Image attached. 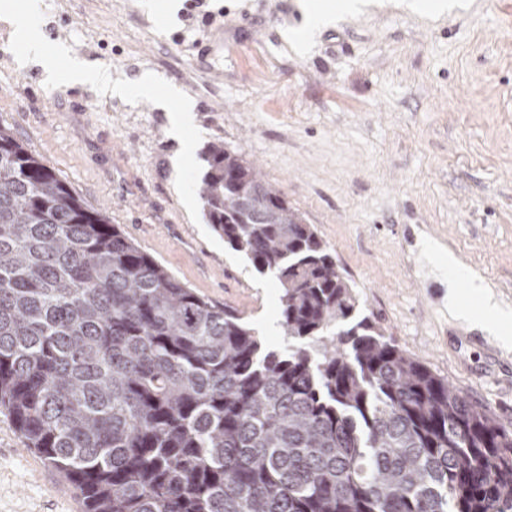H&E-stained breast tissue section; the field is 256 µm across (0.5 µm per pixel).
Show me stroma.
Here are the masks:
<instances>
[{
    "instance_id": "stroma-1",
    "label": "stroma",
    "mask_w": 512,
    "mask_h": 512,
    "mask_svg": "<svg viewBox=\"0 0 512 512\" xmlns=\"http://www.w3.org/2000/svg\"><path fill=\"white\" fill-rule=\"evenodd\" d=\"M31 55L0 22V123L187 287L280 344L276 282L225 247L196 191L207 146L259 167L334 249L359 302L403 350L512 425V343L448 309L456 254L512 308V0L419 15H343L305 47L302 0H37ZM216 15L201 21L203 11ZM76 58L109 84L59 83ZM149 75L153 97L111 87ZM192 103L184 129L165 97ZM0 512H82L0 414Z\"/></svg>"
}]
</instances>
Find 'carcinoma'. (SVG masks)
I'll return each instance as SVG.
<instances>
[{
  "label": "carcinoma",
  "mask_w": 512,
  "mask_h": 512,
  "mask_svg": "<svg viewBox=\"0 0 512 512\" xmlns=\"http://www.w3.org/2000/svg\"><path fill=\"white\" fill-rule=\"evenodd\" d=\"M206 162L211 229L280 289L279 349L0 124V413L83 512H512V429L361 312L253 162Z\"/></svg>",
  "instance_id": "carcinoma-1"
}]
</instances>
